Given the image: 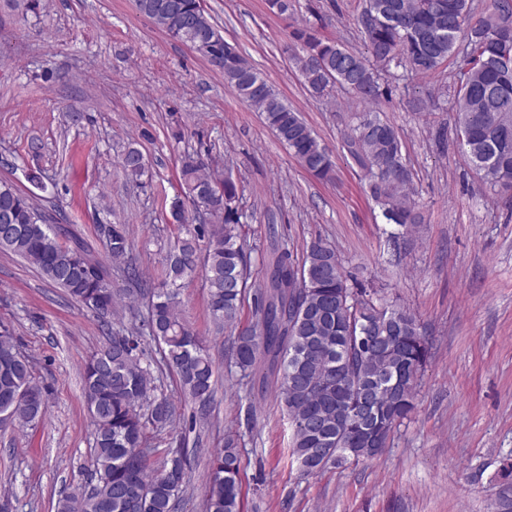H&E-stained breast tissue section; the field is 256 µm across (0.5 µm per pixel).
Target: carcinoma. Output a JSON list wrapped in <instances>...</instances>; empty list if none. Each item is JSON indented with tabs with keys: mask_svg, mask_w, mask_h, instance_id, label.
<instances>
[{
	"mask_svg": "<svg viewBox=\"0 0 512 512\" xmlns=\"http://www.w3.org/2000/svg\"><path fill=\"white\" fill-rule=\"evenodd\" d=\"M363 0L356 16L365 48L356 52L323 38L314 26L290 33L294 55L309 96L323 104L336 89L365 106L344 136V149L364 172L368 192L387 223L408 232L420 223L411 186L413 175L402 155L399 135L381 118V104L392 96L385 76L395 71L429 76L448 59L456 65L452 99L459 145L482 181L505 192L512 189V135L498 143L496 114H512V82L499 81L487 26L492 16L512 12V0H487L474 15L470 0ZM139 11L170 36L203 58L222 56L225 84L243 102L264 115L278 139L301 166L320 180H330L335 164L300 112L289 106L212 23L198 0H137ZM425 39H406L403 25ZM121 167L139 187L145 172L142 152L129 147ZM183 197L176 201L177 223L189 227L166 256L163 286L141 287L137 267L126 261L131 249L127 228L110 225L108 259L125 263L126 279L135 284L127 298L149 296V312L137 331L114 329L105 345L86 362L83 390L93 426L90 482L82 497L68 493L55 512H176L179 493L189 481L185 448H168L160 467L151 457L146 430L163 431L181 420L175 404L157 393L151 362L142 341L158 343L180 386L197 405L191 423L210 414L214 368L207 350L179 313L181 281L196 270L208 291L209 314L218 327L237 326L248 290L250 253L244 247L248 215L242 189L232 175H217L199 155L185 156L181 167ZM0 231H9L0 250L14 253L100 318L118 307L112 270L78 238L62 243V218L40 207L31 195L0 182ZM203 265H198V261ZM384 340L381 349L358 343L361 326ZM428 341L407 307L367 296L349 284L336 249L321 241L310 245L298 263L280 247L268 284L254 290L253 321L234 337L229 371L254 377L260 358L269 361L279 403L291 428V456L299 469L316 473L349 461L375 457L413 409L415 388L426 365ZM46 411V392L30 361L6 327L0 329V417L24 429ZM238 441L225 438L213 454L210 490L204 512H242Z\"/></svg>",
	"mask_w": 512,
	"mask_h": 512,
	"instance_id": "carcinoma-1",
	"label": "carcinoma"
}]
</instances>
